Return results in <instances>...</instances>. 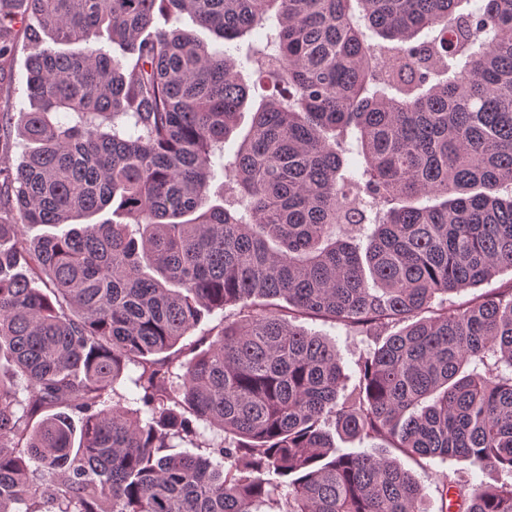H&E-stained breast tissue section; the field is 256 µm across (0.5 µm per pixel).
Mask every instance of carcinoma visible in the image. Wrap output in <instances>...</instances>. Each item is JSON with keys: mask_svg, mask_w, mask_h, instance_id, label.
<instances>
[{"mask_svg": "<svg viewBox=\"0 0 512 512\" xmlns=\"http://www.w3.org/2000/svg\"><path fill=\"white\" fill-rule=\"evenodd\" d=\"M184 15L223 44L153 28ZM21 34L29 108L0 109V512H424L397 460L331 426L494 467L509 480L442 492L512 512V288L433 307L512 268V0H0V62ZM246 67L270 94L227 159ZM285 308L407 326L347 390L336 346ZM197 421L234 443L173 452ZM235 310V308L230 307L225 311L217 309L208 315L188 336H186L177 346V348H182L185 357L184 360L189 359L193 356L190 353L191 345L201 337L204 338H215L217 334H219L224 327V315H229L230 312Z\"/></svg>", "mask_w": 512, "mask_h": 512, "instance_id": "carcinoma-1", "label": "carcinoma"}]
</instances>
